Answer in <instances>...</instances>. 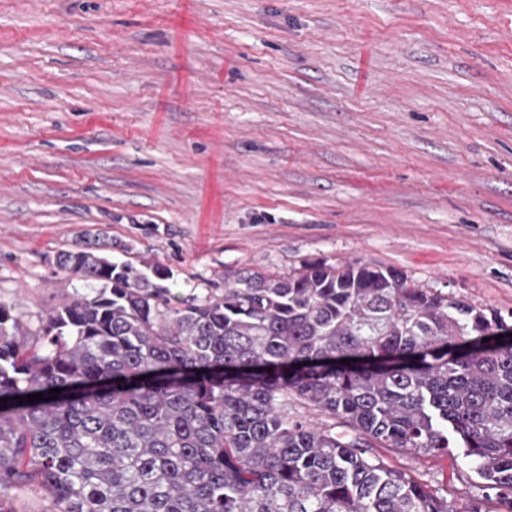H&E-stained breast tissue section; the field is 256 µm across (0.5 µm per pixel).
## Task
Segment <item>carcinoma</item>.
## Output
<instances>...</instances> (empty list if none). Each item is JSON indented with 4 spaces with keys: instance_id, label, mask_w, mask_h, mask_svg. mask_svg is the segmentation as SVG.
Returning a JSON list of instances; mask_svg holds the SVG:
<instances>
[{
    "instance_id": "carcinoma-1",
    "label": "carcinoma",
    "mask_w": 512,
    "mask_h": 512,
    "mask_svg": "<svg viewBox=\"0 0 512 512\" xmlns=\"http://www.w3.org/2000/svg\"><path fill=\"white\" fill-rule=\"evenodd\" d=\"M100 248L57 255L92 293L34 340L0 303V512L25 487L49 512H448L375 446L460 448L512 493L502 315L359 260L243 269L180 300L170 269L107 271Z\"/></svg>"
}]
</instances>
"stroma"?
I'll return each instance as SVG.
<instances>
[{
  "instance_id": "obj_1",
  "label": "stroma",
  "mask_w": 512,
  "mask_h": 512,
  "mask_svg": "<svg viewBox=\"0 0 512 512\" xmlns=\"http://www.w3.org/2000/svg\"><path fill=\"white\" fill-rule=\"evenodd\" d=\"M362 260L512 315V0H0V302ZM379 457L464 512L461 449Z\"/></svg>"
}]
</instances>
